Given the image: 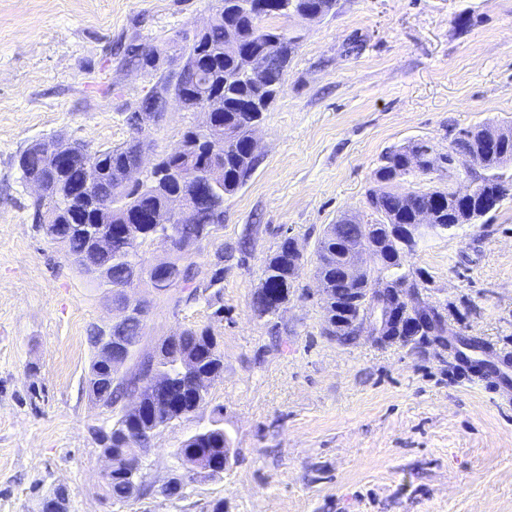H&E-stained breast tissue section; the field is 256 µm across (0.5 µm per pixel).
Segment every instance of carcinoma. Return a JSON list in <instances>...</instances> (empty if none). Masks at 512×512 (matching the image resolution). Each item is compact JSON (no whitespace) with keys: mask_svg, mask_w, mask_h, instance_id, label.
Here are the masks:
<instances>
[{"mask_svg":"<svg viewBox=\"0 0 512 512\" xmlns=\"http://www.w3.org/2000/svg\"><path fill=\"white\" fill-rule=\"evenodd\" d=\"M224 8L203 34L194 36L183 56L182 65L172 78L164 81L162 91L145 96L128 118L135 135L124 145L106 149L97 155L96 176L88 188V196H70L69 185L84 179V167L78 161L84 145L65 144L70 156L62 159L49 152L42 142L32 144L19 158L22 179L41 182L44 194L32 204L33 211H54L53 223L63 229L53 233L46 224H39L44 236L64 246L69 257L84 271L94 265L108 266L112 283L123 286L128 276L138 267L139 249L144 242L132 243L119 231L131 223L139 209L152 211L166 207L173 196L188 198L194 191L196 180L179 174H170L157 181L147 175L142 189L126 187V172L134 157L143 150L137 127L143 112L160 114L164 111V95L172 93L182 107L196 112L204 107L203 95H217L224 99V111L214 114L212 125L205 131L189 129L181 146L190 161L185 170L203 173L216 169L222 190L221 201L194 202V213L187 224H155L151 227L154 238L177 237L176 252L185 247L196 248L216 224L224 223L222 198L234 194L250 178L256 159L250 156L248 143L254 120L263 116L280 93L288 66L299 47L301 36L280 27H263L264 18L297 17L308 20L315 15L323 17L335 12L337 0H223ZM127 64L143 70L157 68L156 50L131 45L125 54ZM496 127L479 126L462 130L453 140L451 149L464 157L479 160L480 171L472 173L480 180L478 192L467 201L458 199L446 189L418 190L399 193L392 185L418 169L419 162L437 153L427 141H415L387 152L373 170L374 182L382 189L369 194V208L380 219L365 224L359 218L341 216L330 224L316 245V274L326 280L331 296L348 304L347 318L356 317L357 308L350 304L349 288H372L380 278L390 284L408 278L402 272L406 257L403 245L389 239L391 224H414L423 212L434 216V223L452 228L458 224H473L486 216V202H502L512 198V176L502 173L512 163V130L497 137L492 150L485 149L488 134ZM96 234L111 236L112 248L108 252L93 250L89 229ZM383 244L380 267L352 285L341 277L336 264L341 255L336 253V237L349 245L357 243L363 234ZM224 251L217 252L214 269L206 276L193 264L183 266L182 289L188 291L186 300H196L208 290L215 289L213 297H220L224 283ZM301 261L292 247V238L285 237L264 265L263 280L269 292L265 298L252 299V308L258 317L276 313V308L288 303L290 290L295 287ZM112 335L122 336L139 345L143 327L128 321L113 327ZM161 353L140 362L139 375L129 380L110 376L105 364L93 357L89 374L98 377L89 388L102 406L112 409V453L123 464L142 463L144 437L151 431L168 425L197 410L205 397L195 403L188 401L186 391L194 381L205 375L218 381L224 374V350L217 337L206 326H188L175 338L167 337L160 344ZM166 383L165 404L157 405L152 418L140 409L130 410L122 402L138 394L147 367ZM177 454L199 472L215 477L227 470L237 453L229 447L224 429L219 426L198 432L184 441ZM106 497L114 502H125L135 494L133 486L121 472L104 480Z\"/></svg>","mask_w":512,"mask_h":512,"instance_id":"1","label":"carcinoma"}]
</instances>
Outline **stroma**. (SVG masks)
<instances>
[{
  "instance_id": "obj_1",
  "label": "stroma",
  "mask_w": 512,
  "mask_h": 512,
  "mask_svg": "<svg viewBox=\"0 0 512 512\" xmlns=\"http://www.w3.org/2000/svg\"><path fill=\"white\" fill-rule=\"evenodd\" d=\"M217 0H0V512H40L66 488L69 512H512V384L465 372L423 343L346 344L326 332L315 249L343 214L377 216L366 195L389 150L458 131L512 128V0H337L315 20L271 18L301 41L255 132L258 163L224 201V222L181 261L224 254L215 317L186 291L145 281L150 310L137 359L189 325L210 327L224 375L195 412L160 429L142 458L151 492L104 498L97 431L112 412L86 382L88 336L116 313L99 286L44 237L21 152L60 137L96 152L132 136L127 118L182 62ZM156 71L126 65L129 40ZM168 99L142 136L145 167L202 124ZM294 237L304 258L287 304L251 306L264 262ZM405 266L423 301L446 311L449 339L477 337L512 375V199L473 224L420 242ZM221 426L238 461L192 478L176 453ZM182 479L185 496L161 485Z\"/></svg>"
}]
</instances>
